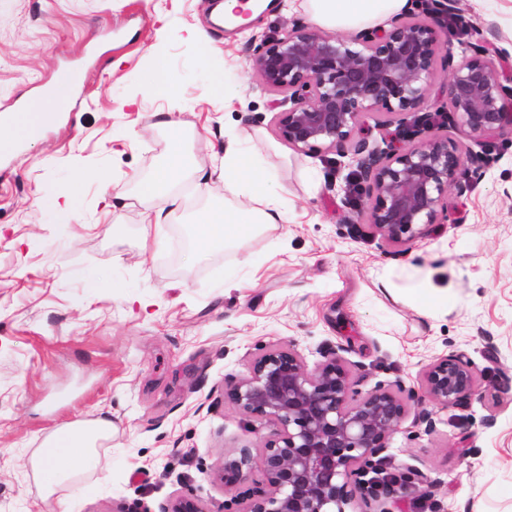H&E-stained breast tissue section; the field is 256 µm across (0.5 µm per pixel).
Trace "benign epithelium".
I'll list each match as a JSON object with an SVG mask.
<instances>
[{
    "label": "benign epithelium",
    "instance_id": "7a95c632",
    "mask_svg": "<svg viewBox=\"0 0 512 512\" xmlns=\"http://www.w3.org/2000/svg\"><path fill=\"white\" fill-rule=\"evenodd\" d=\"M448 18L463 20L458 0H430L426 17L387 28L327 35L294 22L276 38H251L260 85L284 95L274 103L280 137L304 153L353 145L349 189L359 193L368 185L366 218L383 243L410 241L448 217V191L462 192V175L483 168L485 158L448 138V127L474 143L512 133V76L499 64L506 52L478 40L455 61L452 43L441 38ZM442 51L450 71L447 100L428 112L424 102ZM390 115L398 123L385 147H369V121L384 127ZM342 351L324 347L311 368L293 348H270L253 359L247 377L224 387V398L242 414L275 426L257 457L265 484L241 495V512H347L356 499L370 512H390L387 504L401 493L431 495L434 483L423 473H394L383 456L414 395L381 384L359 391ZM477 380L473 360L449 354L426 367L422 389L437 405L461 406ZM251 461L243 451L220 481L242 479ZM159 512L212 510L178 494Z\"/></svg>",
    "mask_w": 512,
    "mask_h": 512
}]
</instances>
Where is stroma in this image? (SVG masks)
<instances>
[{
  "instance_id": "stroma-1",
  "label": "stroma",
  "mask_w": 512,
  "mask_h": 512,
  "mask_svg": "<svg viewBox=\"0 0 512 512\" xmlns=\"http://www.w3.org/2000/svg\"><path fill=\"white\" fill-rule=\"evenodd\" d=\"M458 6L482 38L512 47V0ZM210 10L211 0H0V117L50 96L62 74L76 80L70 108L0 161V512H159L179 493L238 512L258 467L234 486L217 474L274 427L241 414L225 385L262 350L290 346L313 365L326 344L343 346L364 392L397 382L418 393L434 360L471 358L476 399L412 405L434 428L408 420L392 436L391 468L434 483L431 497L406 493L392 509L512 512V136L484 145L483 173L449 192L446 219L379 244L349 201L350 154L282 140L252 68L249 35L275 37L309 15L272 0L236 32ZM159 60L169 98L143 85ZM170 121L189 168L165 203L141 185L167 159ZM232 134L288 219L200 255L194 221L238 204L212 175ZM80 172L79 215L58 228L48 203ZM157 210L160 223H145ZM104 415L112 438L97 467L42 501L27 457L59 425Z\"/></svg>"
}]
</instances>
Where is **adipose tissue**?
Listing matches in <instances>:
<instances>
[{
    "instance_id": "1",
    "label": "adipose tissue",
    "mask_w": 512,
    "mask_h": 512,
    "mask_svg": "<svg viewBox=\"0 0 512 512\" xmlns=\"http://www.w3.org/2000/svg\"><path fill=\"white\" fill-rule=\"evenodd\" d=\"M408 0H300L312 21L339 32H358L375 27L398 15ZM169 156L167 163L149 181L142 184L145 197L165 198L174 182L184 174L183 136L176 123H169ZM225 190L239 195V206L205 215L195 226L193 244L204 254L226 247L256 233L267 224L283 221L287 210L280 196L256 170L251 154L229 138L224 147V160L217 169ZM112 435V422L99 418L92 422L75 421L61 424L35 449L26 466L38 481L43 499H52L67 481L89 470L97 451Z\"/></svg>"
}]
</instances>
